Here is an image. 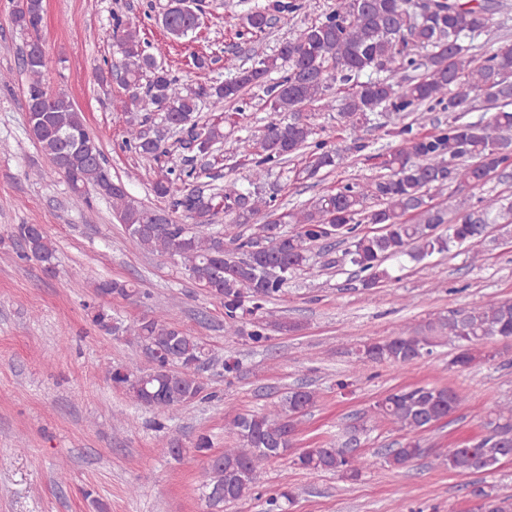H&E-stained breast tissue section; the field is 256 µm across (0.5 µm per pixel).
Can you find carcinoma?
I'll return each mask as SVG.
<instances>
[{"label":"carcinoma","mask_w":512,"mask_h":512,"mask_svg":"<svg viewBox=\"0 0 512 512\" xmlns=\"http://www.w3.org/2000/svg\"><path fill=\"white\" fill-rule=\"evenodd\" d=\"M503 7L494 0H428L420 13L416 0H336L324 18L297 27L275 54L239 67L233 80L196 86L180 83L148 51L138 25L117 21L121 60L105 63L100 80L108 83L113 70L122 71L119 87L127 96L123 143L159 163L151 191L166 203L164 207L144 205L125 185L112 180L100 146L83 148L92 135L82 112L66 95L49 91L42 82L45 52L35 50L42 43V0H25V9L11 17L28 36L20 65L28 76L29 137L51 164L67 162L63 175L76 199L89 208L87 189L96 190L112 203V217L125 227L135 247L179 257L195 284L222 301L226 335L238 334L239 324L248 318L253 324L249 340L262 344L270 340L271 327L293 329L272 320L267 305L294 274L319 273L314 249L327 247L331 224L336 227V243L346 245L344 256L362 274L365 290L393 279L385 266L388 261L402 270L434 254L475 247L496 228L512 224V201L490 199L476 208L463 198L451 210L432 204L430 196V191L452 184L461 192L482 186L490 174L512 165V40L499 41L489 55L477 58V40L487 31L493 11ZM302 8V0H267L248 13L245 31L262 33ZM160 23L172 39L184 40L200 27L198 8L188 0H174ZM419 49L428 52L421 65L415 59ZM419 68L422 73L408 74ZM275 72L280 76L272 82ZM382 72L396 79L377 77ZM335 82L348 88L340 98L328 95ZM264 85L272 112H286L288 120L275 119L258 139L240 141L252 156L249 187L226 181L209 194L180 187L210 174L204 165L176 176L175 169L160 165L168 135L190 128L181 147L208 157L212 147L224 143V127L219 121L199 123V104L239 103L252 88ZM480 103L486 117L468 120V113ZM149 105L164 112V126L152 132L132 116ZM308 105L337 112L353 134L350 145L335 148L317 137V130L303 117ZM437 107L448 112V122L420 132L418 113ZM381 110L392 124L388 135L399 141L395 149L375 156L384 174L366 186L347 182L298 209L278 212L277 195L264 190L275 168L299 157L302 166L294 171L295 180L320 181L341 167L348 154L368 148L361 132ZM368 199L376 200L377 208L367 209ZM180 211L192 223L178 222L174 214ZM221 212L224 225L215 230L212 225ZM283 224L292 225V230H283ZM363 224L373 228L365 230ZM12 234L23 243L24 257L39 261L48 274L56 272V248L41 225L19 224ZM94 292L99 298L145 296L132 282L110 279L97 281ZM90 317L100 330L132 337L148 358L147 368L133 359L110 373L112 382L137 403L171 416L191 401L208 399L198 377L199 368L209 360L208 351L168 310L158 307L126 326L114 323L101 304L90 307ZM438 323L456 343L450 368L464 370L478 359L496 357L483 350L485 339L512 340V299L450 310L438 317ZM435 346L433 337L403 329L365 345L360 361L404 366L432 354ZM317 398L315 391L299 387L261 411L235 415L230 425L238 447L224 449L205 469L202 488L209 505L226 507L250 497L266 466L290 454L283 436L295 431L293 418L312 408ZM460 403L454 388L429 385L398 389L377 401L374 416L405 435V442L388 453L387 467L401 469L420 456V434ZM490 426V434L449 449L442 464L466 476L485 470L486 459H511L512 445L504 437L512 436V406L498 407ZM292 464L354 479L367 460L343 442L306 448L293 455ZM473 495L484 512H512L508 498L482 488Z\"/></svg>","instance_id":"obj_1"}]
</instances>
